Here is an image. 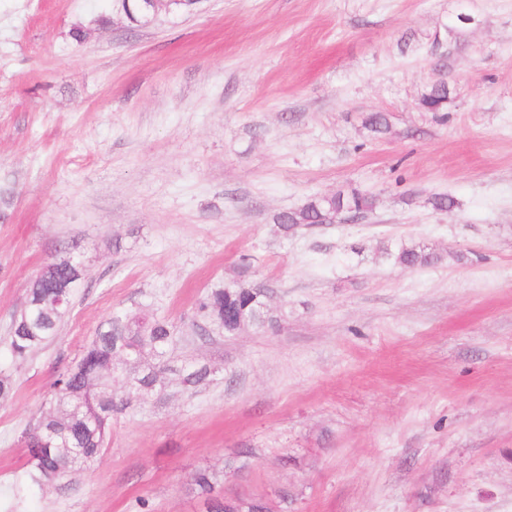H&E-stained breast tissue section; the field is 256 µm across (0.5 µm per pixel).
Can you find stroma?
Wrapping results in <instances>:
<instances>
[{"instance_id": "stroma-1", "label": "stroma", "mask_w": 512, "mask_h": 512, "mask_svg": "<svg viewBox=\"0 0 512 512\" xmlns=\"http://www.w3.org/2000/svg\"><path fill=\"white\" fill-rule=\"evenodd\" d=\"M352 190L365 218L281 234ZM71 256L70 313L12 363L30 282ZM245 258L287 319L197 338ZM118 310L167 318L211 377L15 496L23 431ZM0 373V512H202L203 470L270 512H512V0H197L145 26L123 0H0ZM373 207L372 199L356 190L333 195H313L294 210L279 213L276 218L280 232L288 237L299 226L333 224L331 219L343 213H367ZM397 261L405 266L431 265L439 260V257L430 251L416 247L402 248L396 256Z\"/></svg>"}]
</instances>
